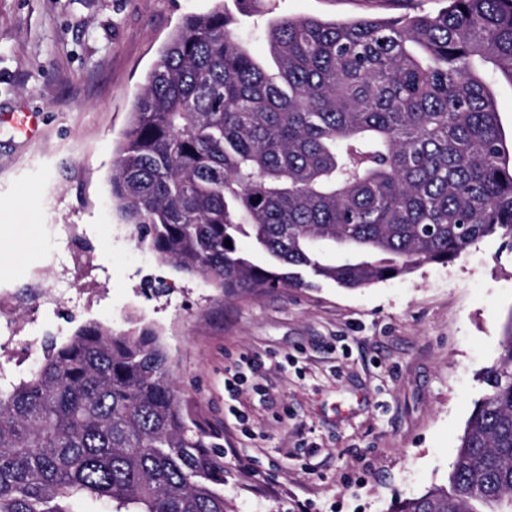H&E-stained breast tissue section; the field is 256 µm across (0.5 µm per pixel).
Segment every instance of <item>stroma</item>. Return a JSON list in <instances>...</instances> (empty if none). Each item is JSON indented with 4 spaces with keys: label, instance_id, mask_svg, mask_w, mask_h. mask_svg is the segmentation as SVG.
<instances>
[{
    "label": "stroma",
    "instance_id": "stroma-1",
    "mask_svg": "<svg viewBox=\"0 0 512 512\" xmlns=\"http://www.w3.org/2000/svg\"><path fill=\"white\" fill-rule=\"evenodd\" d=\"M219 2L265 62L275 16L395 18L448 4L273 0L268 14L237 0H0V383L87 323L120 332L137 320L222 436L228 512H391L448 482L487 391L480 373L512 324V249L489 238L365 288L227 297L140 244L111 206L114 151L161 49L186 15ZM25 111L43 115L29 137L11 121ZM237 372L234 397L224 380Z\"/></svg>",
    "mask_w": 512,
    "mask_h": 512
}]
</instances>
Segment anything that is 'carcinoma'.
<instances>
[{
  "instance_id": "cac0c4a2",
  "label": "carcinoma",
  "mask_w": 512,
  "mask_h": 512,
  "mask_svg": "<svg viewBox=\"0 0 512 512\" xmlns=\"http://www.w3.org/2000/svg\"><path fill=\"white\" fill-rule=\"evenodd\" d=\"M267 38L274 73L224 7L191 14L147 77L110 193L161 260L232 296L363 288L512 242L493 91L512 84V0L390 21L283 16ZM502 348L448 485L394 512H512V326ZM217 438L155 330L88 323L0 387V512H227Z\"/></svg>"
}]
</instances>
